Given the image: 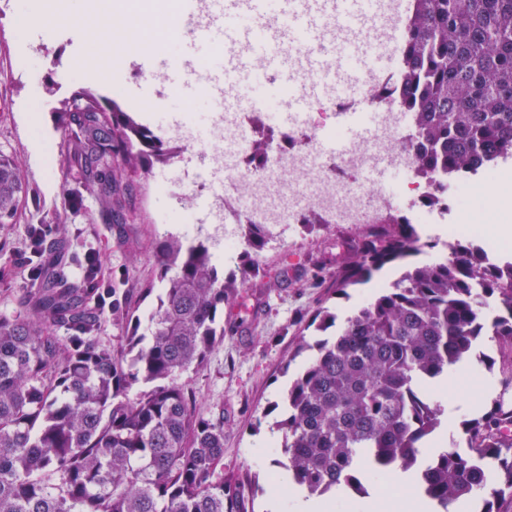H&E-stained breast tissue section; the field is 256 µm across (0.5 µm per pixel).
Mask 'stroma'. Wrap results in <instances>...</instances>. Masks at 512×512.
I'll use <instances>...</instances> for the list:
<instances>
[{
	"mask_svg": "<svg viewBox=\"0 0 512 512\" xmlns=\"http://www.w3.org/2000/svg\"><path fill=\"white\" fill-rule=\"evenodd\" d=\"M113 0H82L73 14L71 0H0V154L18 165L23 191L15 223L0 226V315L25 313L35 286L14 260L29 224H54L48 245L64 259L95 252L127 309L145 314L155 308L162 284L156 244L167 236L190 240L192 225L183 223L185 202L172 188L184 177L183 166L170 159H151L148 170L128 177L124 221L108 222L70 172L65 154L71 132L63 112L75 92L92 93L106 106L117 105L150 128H158L161 107L193 112L210 110L200 96L173 95L163 73L145 69L137 55H112L106 32L120 19L148 41L177 44L180 33L160 35L162 16L146 11L119 13ZM84 37H76L78 25ZM85 60L82 69L68 68L70 59ZM300 225L284 226L266 244L259 270L248 277L238 296L224 307V339L201 368L186 372L198 407L224 409V482L241 489L242 512H268L279 476L281 455L276 442L277 414L289 385L313 357L321 332L310 325L326 310L344 321L366 303L365 285L333 289L336 256L354 232L341 224L320 225L314 213ZM485 353L495 354L494 370L474 364V376L463 378L457 391L462 403L458 419L475 418L495 401L512 403V387H504L502 371L512 365V351L496 352L483 340ZM495 382L493 396H483L480 376Z\"/></svg>",
	"mask_w": 512,
	"mask_h": 512,
	"instance_id": "obj_1",
	"label": "stroma"
}]
</instances>
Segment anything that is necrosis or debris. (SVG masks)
Segmentation results:
<instances>
[{"label":"necrosis or debris","instance_id":"1","mask_svg":"<svg viewBox=\"0 0 512 512\" xmlns=\"http://www.w3.org/2000/svg\"><path fill=\"white\" fill-rule=\"evenodd\" d=\"M142 10L162 7L174 17L183 36L199 26L215 24L205 0H197L191 16H183L178 0H136ZM409 0H384L364 43L394 61H402ZM399 71L363 73L352 94L367 103L375 115L376 131L371 142L360 137L364 113L354 115L349 128L333 126L324 136H349L348 148L334 163L317 154L316 131L305 127H283L272 122L269 113L249 109L246 94L236 93L232 109L216 106L209 116L205 136H198L194 113H183L170 127L167 137L184 143H200L191 179L178 192L190 208L206 205L219 224H260L277 235L285 224H300L314 210L334 224L366 227L388 215L402 212L406 201H420L410 221L440 224L448 213L446 203L425 206L435 195L442 176H418L415 122L401 105ZM402 171L404 177L392 194L369 189L358 177L380 158Z\"/></svg>","mask_w":512,"mask_h":512}]
</instances>
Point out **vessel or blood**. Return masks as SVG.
<instances>
[{
  "label": "vessel or blood",
  "mask_w": 512,
  "mask_h": 512,
  "mask_svg": "<svg viewBox=\"0 0 512 512\" xmlns=\"http://www.w3.org/2000/svg\"><path fill=\"white\" fill-rule=\"evenodd\" d=\"M376 0H278L268 10L266 0H211L219 17L247 16L251 27L232 25L224 30L227 50L210 66L200 82L203 97H225L240 72H249L254 62L282 82L294 81L299 70L313 73L302 98H289L280 105V120L296 121L297 103L311 104L329 96L342 95L353 87L364 70L384 67L385 60L369 53H355L356 34L373 13ZM210 36L198 29L175 55L159 57L173 90L191 80L198 61L194 47Z\"/></svg>",
  "instance_id": "1"
}]
</instances>
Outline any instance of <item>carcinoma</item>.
Here are the masks:
<instances>
[{"label":"carcinoma","mask_w":512,"mask_h":512,"mask_svg":"<svg viewBox=\"0 0 512 512\" xmlns=\"http://www.w3.org/2000/svg\"><path fill=\"white\" fill-rule=\"evenodd\" d=\"M403 106L417 122L418 168L445 178L512 156V0H412ZM65 110L77 130L66 143L76 178L113 221L122 219L126 171L165 144L125 112L103 121ZM120 162H114L115 155ZM17 163L0 155V224L17 215ZM250 268L224 277L202 241L175 237L157 251L159 303L142 326L112 303L121 344L96 335L88 289L51 272L25 315L0 317V512H240L224 486V410L199 411L180 376L201 367L224 338L218 313L258 271L268 234L245 225ZM336 258V288L408 256L418 236L389 215ZM454 257L406 270L348 317L288 387L282 458L289 483L312 497L339 487L362 498V476L411 470L441 424L427 386L448 366L477 357L484 337L512 348V262L496 263L470 240ZM496 312L488 316V301ZM66 328L60 336L55 328ZM464 450H446L418 473V487L449 512L481 496L496 512L512 491V409L494 406L463 425ZM500 471L487 482L483 462Z\"/></svg>","instance_id":"obj_1"}]
</instances>
